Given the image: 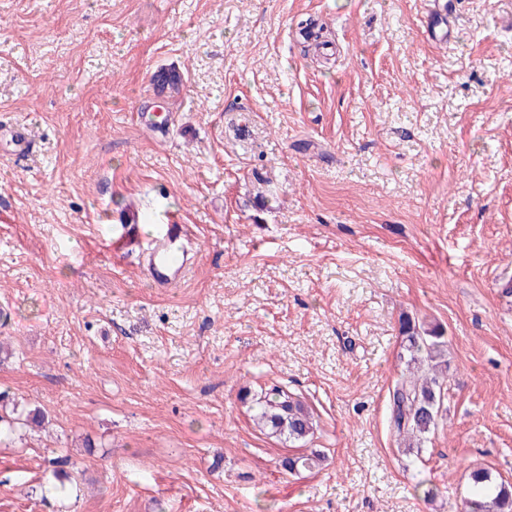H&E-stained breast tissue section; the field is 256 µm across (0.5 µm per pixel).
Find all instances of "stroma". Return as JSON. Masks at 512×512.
<instances>
[{
  "label": "stroma",
  "instance_id": "35a3bbf8",
  "mask_svg": "<svg viewBox=\"0 0 512 512\" xmlns=\"http://www.w3.org/2000/svg\"><path fill=\"white\" fill-rule=\"evenodd\" d=\"M423 8L0 0V126L33 135L0 143V415L47 418L0 445V512H462L472 470L512 482V0H454L449 43ZM132 205L195 225L179 286L113 250ZM404 315L449 363L407 455ZM275 385L313 436L255 426Z\"/></svg>",
  "mask_w": 512,
  "mask_h": 512
}]
</instances>
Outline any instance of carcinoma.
I'll use <instances>...</instances> for the list:
<instances>
[{"mask_svg": "<svg viewBox=\"0 0 512 512\" xmlns=\"http://www.w3.org/2000/svg\"><path fill=\"white\" fill-rule=\"evenodd\" d=\"M160 87L175 90L183 82L176 68L162 71ZM400 333L403 336L407 360V373L395 385L390 398V423L399 446L410 451L419 447L426 436L434 432L441 418V396L447 379L448 360L444 330L426 326L409 317H401ZM7 428H0V439L8 436L18 426L39 425L43 414L30 410L8 421ZM254 421L277 437L291 442L303 441L313 432L310 413L304 405L279 386H273L257 400ZM321 457L313 452L292 457L285 461L290 472L313 470L319 467ZM471 496L464 501V512H512V484L497 479L488 470L471 473Z\"/></svg>", "mask_w": 512, "mask_h": 512, "instance_id": "1", "label": "carcinoma"}]
</instances>
